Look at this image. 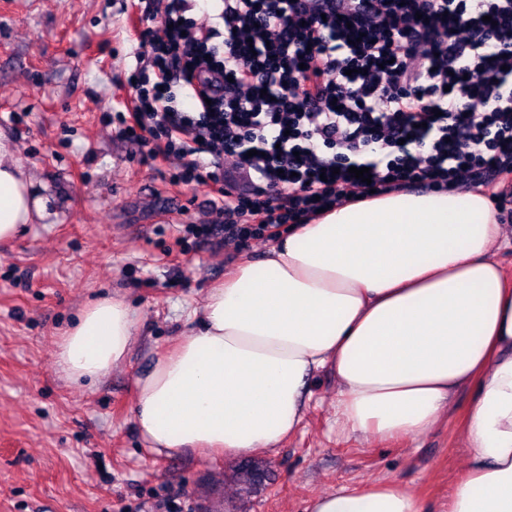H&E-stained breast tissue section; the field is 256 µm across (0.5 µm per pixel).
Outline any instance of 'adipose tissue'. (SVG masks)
I'll return each instance as SVG.
<instances>
[{"instance_id": "1", "label": "adipose tissue", "mask_w": 512, "mask_h": 512, "mask_svg": "<svg viewBox=\"0 0 512 512\" xmlns=\"http://www.w3.org/2000/svg\"><path fill=\"white\" fill-rule=\"evenodd\" d=\"M47 216L0 135V245ZM512 245L480 188L343 197L293 226L260 262L210 288L191 330L137 383L136 425L153 453L275 451L305 418L306 380L336 376L342 433L414 439L472 392L468 460L448 512H512ZM137 319L120 297L88 303L57 364L96 381L123 364ZM310 512H430L397 482L315 496Z\"/></svg>"}]
</instances>
